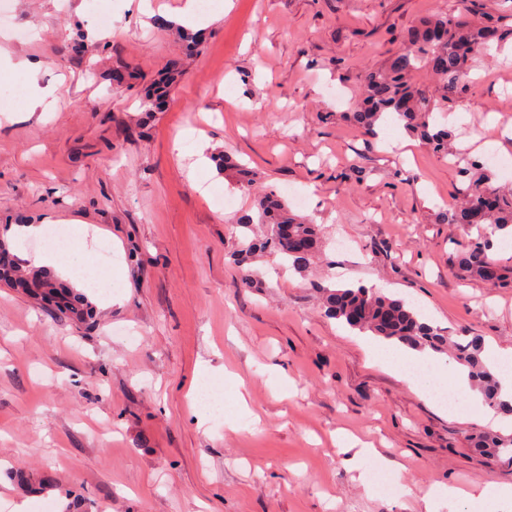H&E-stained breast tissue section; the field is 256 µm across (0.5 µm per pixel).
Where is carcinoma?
Masks as SVG:
<instances>
[{"instance_id":"carcinoma-1","label":"carcinoma","mask_w":512,"mask_h":512,"mask_svg":"<svg viewBox=\"0 0 512 512\" xmlns=\"http://www.w3.org/2000/svg\"><path fill=\"white\" fill-rule=\"evenodd\" d=\"M504 41L501 27L491 21L472 26L456 13L436 11L419 20L407 32L405 46L381 68L367 69L361 100L346 118L370 136L376 135L377 121L391 116L405 129L424 140L434 151L448 153V129L434 124L433 109L426 92L413 77L426 70L436 79L445 98L463 91L478 50ZM442 221L471 224L479 228V237L463 247L459 265L463 273L499 287H509L507 267L491 264L486 258L484 237L496 231H512V194L482 184L466 188L461 205L442 214ZM255 223L266 229L262 238L242 242L241 255L267 250L300 268L306 265L321 244L318 226L296 218L285 202L267 193L256 200V217L245 218L239 226L248 230ZM326 311L349 327L419 351L448 352V356L468 369L470 383L485 404L512 414V404L500 398L501 382L482 356L481 340L466 336L449 340L436 328L421 321L403 301L364 286L340 287L327 291ZM480 448L495 458L509 451L505 440L484 433ZM20 486L30 492L54 487L48 474L25 475Z\"/></svg>"}]
</instances>
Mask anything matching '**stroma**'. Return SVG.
Segmentation results:
<instances>
[{"label":"stroma","mask_w":512,"mask_h":512,"mask_svg":"<svg viewBox=\"0 0 512 512\" xmlns=\"http://www.w3.org/2000/svg\"><path fill=\"white\" fill-rule=\"evenodd\" d=\"M183 2L156 0L149 17L134 0H13L0 26L1 56L43 62L0 79V247L33 271L48 248L16 229L70 220L97 229L94 251L112 247L83 276L89 321L0 281V512L31 472L59 484L40 512H419L435 483L512 484V455L474 447L479 414L437 411L388 367L381 338L323 305L325 288L362 285L444 335L512 348V288L463 276L458 252L478 231L441 220L474 182L512 192V64L479 52L447 102L416 77L435 121L469 115L450 149L471 141L480 160L483 135L497 137V163L464 177L402 124L380 140L344 117L365 71L448 0H208L190 55L168 21ZM170 74L165 106L145 111ZM35 87L43 109L6 121ZM227 154L254 170L252 188L224 174ZM263 192L318 224L305 267L264 252L234 263L237 222ZM203 366L233 372L251 414L228 398L223 416L203 400L192 418ZM340 431L401 464L370 469L376 495L344 465Z\"/></svg>","instance_id":"stroma-1"}]
</instances>
